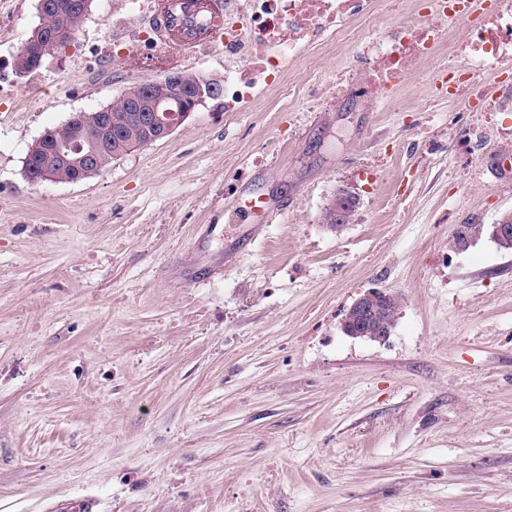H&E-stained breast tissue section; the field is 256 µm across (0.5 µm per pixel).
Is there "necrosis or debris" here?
Here are the masks:
<instances>
[{
	"instance_id": "1",
	"label": "necrosis or debris",
	"mask_w": 512,
	"mask_h": 512,
	"mask_svg": "<svg viewBox=\"0 0 512 512\" xmlns=\"http://www.w3.org/2000/svg\"><path fill=\"white\" fill-rule=\"evenodd\" d=\"M390 6L391 0L369 5L363 0H237L225 8L222 21L225 111H241L284 64L303 61L322 33L352 39L368 63L366 71L342 78L343 86L366 81L382 89L433 57L448 41V25L459 21L465 28L453 53L461 60V72L452 96L467 110L493 111L481 78L512 60V0L502 6L493 0L470 21L463 0H431L419 17L402 20L387 35L357 37L372 8Z\"/></svg>"
}]
</instances>
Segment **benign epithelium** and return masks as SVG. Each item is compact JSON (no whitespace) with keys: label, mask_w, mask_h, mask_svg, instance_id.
Segmentation results:
<instances>
[{"label":"benign epithelium","mask_w":512,"mask_h":512,"mask_svg":"<svg viewBox=\"0 0 512 512\" xmlns=\"http://www.w3.org/2000/svg\"><path fill=\"white\" fill-rule=\"evenodd\" d=\"M81 7L83 3L80 0H72L66 10L49 0H39V11L53 12L55 24L48 31L41 24L33 28V37L27 44H37L44 55L69 45L78 30L70 12H76ZM140 88L143 95L134 99L128 111L132 112V121L149 132L152 143L171 134L205 98L221 95L220 85L210 80L197 83L195 93H184L180 75L175 71L149 80ZM91 122L96 130V138L88 140L80 125L69 121L73 128L72 136L65 141L54 140L53 149L42 162L40 179L59 181L55 174L57 168L70 167L79 173L81 179L102 170L101 158L112 147V108L92 113ZM337 198L342 201V207L336 210V229L349 223L359 206V198L346 187L337 189ZM492 235L500 246L507 249L512 247V224L493 225ZM397 300L399 295L391 291H367L346 311L341 322L342 331L352 338L386 341L391 332V306Z\"/></svg>","instance_id":"1"}]
</instances>
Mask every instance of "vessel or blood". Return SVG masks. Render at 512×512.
I'll return each mask as SVG.
<instances>
[{"label":"vessel or blood","mask_w":512,"mask_h":512,"mask_svg":"<svg viewBox=\"0 0 512 512\" xmlns=\"http://www.w3.org/2000/svg\"><path fill=\"white\" fill-rule=\"evenodd\" d=\"M224 0H152L147 22L159 47L184 60L219 39Z\"/></svg>","instance_id":"obj_1"}]
</instances>
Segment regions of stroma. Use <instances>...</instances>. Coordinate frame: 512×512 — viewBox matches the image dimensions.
<instances>
[{
	"label": "stroma",
	"instance_id": "35a3bbf8",
	"mask_svg": "<svg viewBox=\"0 0 512 512\" xmlns=\"http://www.w3.org/2000/svg\"><path fill=\"white\" fill-rule=\"evenodd\" d=\"M142 16L92 0L20 79L38 0H0V512H512V62L496 111H454L427 61L367 112L331 92L365 61L321 44L243 111L30 182L34 140L129 84L223 81L219 50L113 62ZM373 288L402 298L383 343L340 328ZM337 198L339 201H342V209L339 208L336 210V224L330 223L332 219V214L334 209H336V200L330 199L329 202L323 209L322 212V221L324 224H330L331 227L339 228L344 226V224H348L351 220V215L356 211L359 206V198L346 187H339L337 189ZM351 207L350 210L348 207Z\"/></svg>",
	"mask_w": 512,
	"mask_h": 512
}]
</instances>
